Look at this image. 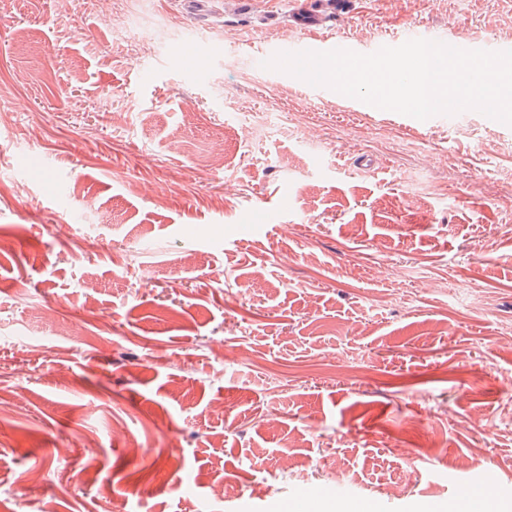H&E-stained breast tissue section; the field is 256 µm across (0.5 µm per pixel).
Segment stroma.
<instances>
[{"label": "stroma", "instance_id": "obj_1", "mask_svg": "<svg viewBox=\"0 0 512 512\" xmlns=\"http://www.w3.org/2000/svg\"><path fill=\"white\" fill-rule=\"evenodd\" d=\"M105 8L0 5V512H512V126L263 69L288 0ZM412 26L512 50L507 0L318 35ZM504 507L493 492L483 493L479 500L463 498L457 503V512H498Z\"/></svg>", "mask_w": 512, "mask_h": 512}]
</instances>
